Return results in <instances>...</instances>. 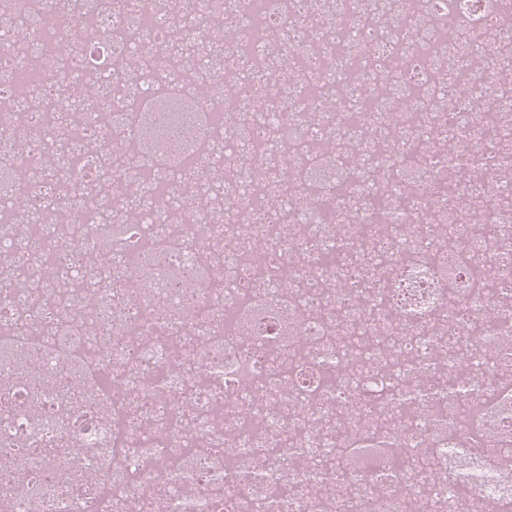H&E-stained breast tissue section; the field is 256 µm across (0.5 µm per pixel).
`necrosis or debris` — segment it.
Listing matches in <instances>:
<instances>
[{"mask_svg": "<svg viewBox=\"0 0 512 512\" xmlns=\"http://www.w3.org/2000/svg\"><path fill=\"white\" fill-rule=\"evenodd\" d=\"M252 2L207 15L229 82L175 69L168 0H15L44 92L64 47L95 94L68 126L20 107L0 52V512H512V153L484 144L512 141V0H273L284 67ZM160 114L191 140L135 179L172 180L159 230L121 188Z\"/></svg>", "mask_w": 512, "mask_h": 512, "instance_id": "necrosis-or-debris-1", "label": "necrosis or debris"}]
</instances>
